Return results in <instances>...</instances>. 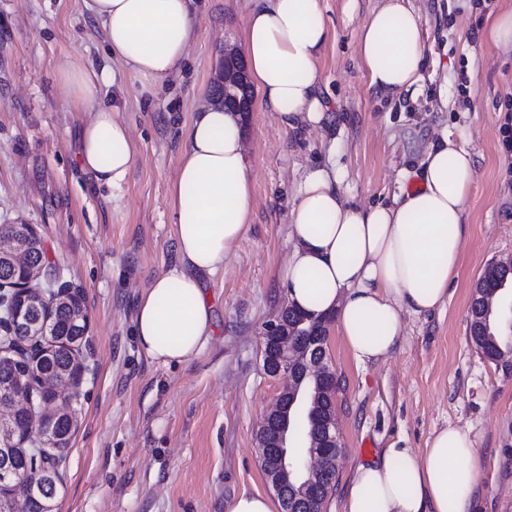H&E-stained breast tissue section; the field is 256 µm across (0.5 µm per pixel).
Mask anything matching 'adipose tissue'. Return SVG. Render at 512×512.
I'll use <instances>...</instances> for the list:
<instances>
[{
    "instance_id": "obj_1",
    "label": "adipose tissue",
    "mask_w": 512,
    "mask_h": 512,
    "mask_svg": "<svg viewBox=\"0 0 512 512\" xmlns=\"http://www.w3.org/2000/svg\"><path fill=\"white\" fill-rule=\"evenodd\" d=\"M191 0H82L102 26L107 53L124 75L162 82L187 57L195 24ZM242 47L264 111L285 128L326 121L319 59L330 39L321 0H243ZM358 55L371 87L396 95L420 79L424 37L404 0H384L364 24ZM70 100L92 108L82 129L81 167L121 189L135 161L118 107L98 102L97 72L76 65L60 75ZM416 185L392 205L350 204L323 168L302 179L290 211L291 250L279 272L289 301L312 315H335L356 361L384 359L400 336V314L445 305L466 235V202L476 177L465 133H440L423 153ZM254 172L237 113L196 112L187 126L171 187L178 261L140 296L133 325L140 349L164 364L195 358L214 334L204 278L223 269L246 235ZM474 442L455 426L433 433L422 456L387 449L358 467L344 512H469L477 480Z\"/></svg>"
}]
</instances>
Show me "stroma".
Masks as SVG:
<instances>
[{
    "label": "stroma",
    "instance_id": "obj_1",
    "mask_svg": "<svg viewBox=\"0 0 512 512\" xmlns=\"http://www.w3.org/2000/svg\"><path fill=\"white\" fill-rule=\"evenodd\" d=\"M379 0H322L331 38L320 60L325 127L283 128L254 108L243 122L255 170L247 235L207 282L215 333L189 362L166 365L133 336L140 295L176 253L169 188L185 130L209 104L225 46L241 47L240 0H195L181 71L162 85L113 75L102 27L80 0H0V224L33 225L61 281L88 310L78 425L63 453L57 512H228L242 493L269 494L257 458L261 416L279 385L264 373L263 325L287 305L279 270L304 174L336 170L347 199L391 204L442 130L467 129L476 178L466 205L461 271L445 307L403 313L400 340L357 362L328 323L326 355L341 378L345 460L324 512H343L360 465L395 446L422 455L453 425L475 443L472 512H512V368L486 359L467 329L475 285L512 256V45L485 38L512 0H410L421 16V79L386 95L370 87L357 41ZM93 66L101 103L121 108L136 158L125 184H98L79 163L90 113L71 106L62 71Z\"/></svg>",
    "mask_w": 512,
    "mask_h": 512
}]
</instances>
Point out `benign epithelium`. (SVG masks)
<instances>
[{
	"label": "benign epithelium",
	"mask_w": 512,
	"mask_h": 512,
	"mask_svg": "<svg viewBox=\"0 0 512 512\" xmlns=\"http://www.w3.org/2000/svg\"><path fill=\"white\" fill-rule=\"evenodd\" d=\"M218 94L214 101L224 108L242 114L251 111L253 93L240 53L234 48L224 49V62L217 82ZM9 252L13 262L25 270L28 266L24 247L0 242V255ZM25 284L0 286V314L16 317L15 304L29 295V284L36 276H24ZM500 305L497 292L477 293L475 313L485 316ZM261 356L265 374L272 380L288 379L267 407L258 427V463L267 483L276 491L291 488L293 492L290 512H310L323 491L336 481V469L342 447L341 434L336 416V370L320 354L322 343L319 333L303 336L300 324L288 323V310L267 322L262 333ZM83 371L61 381L42 380V388L51 396L46 407L32 414L30 430L41 436L40 445H46L51 435L50 418L59 410L57 396L63 391L76 392L80 387ZM313 380L314 388L308 399L306 411L310 413L316 428V439L308 445L306 455L313 465L305 466L302 454L289 446V420L299 404V393L307 380ZM27 405L26 401H0V451L24 452L28 438H20L11 428L16 410Z\"/></svg>",
	"instance_id": "benign-epithelium-1"
}]
</instances>
